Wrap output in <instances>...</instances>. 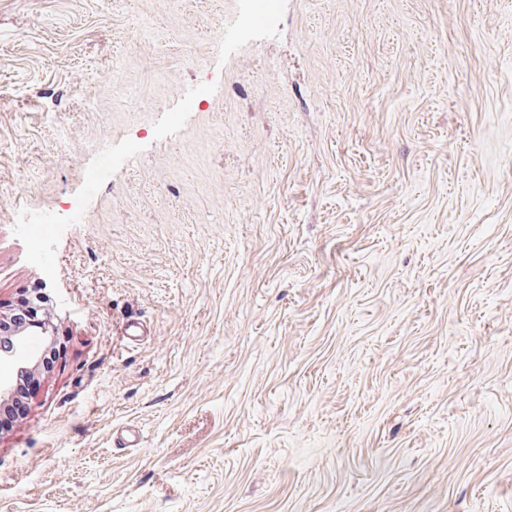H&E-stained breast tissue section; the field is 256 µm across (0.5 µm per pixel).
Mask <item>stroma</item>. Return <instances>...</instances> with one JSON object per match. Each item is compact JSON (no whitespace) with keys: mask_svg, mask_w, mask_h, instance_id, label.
Returning <instances> with one entry per match:
<instances>
[{"mask_svg":"<svg viewBox=\"0 0 512 512\" xmlns=\"http://www.w3.org/2000/svg\"><path fill=\"white\" fill-rule=\"evenodd\" d=\"M250 12L0 0V512H512V0ZM43 296L34 295L28 298L23 307L19 310L24 319L16 316L15 312L0 311V343H9L10 348L15 346L19 338L29 328H36L45 336L50 346L57 344V327L54 324L51 315L45 311L43 305Z\"/></svg>","mask_w":512,"mask_h":512,"instance_id":"obj_1","label":"stroma"}]
</instances>
